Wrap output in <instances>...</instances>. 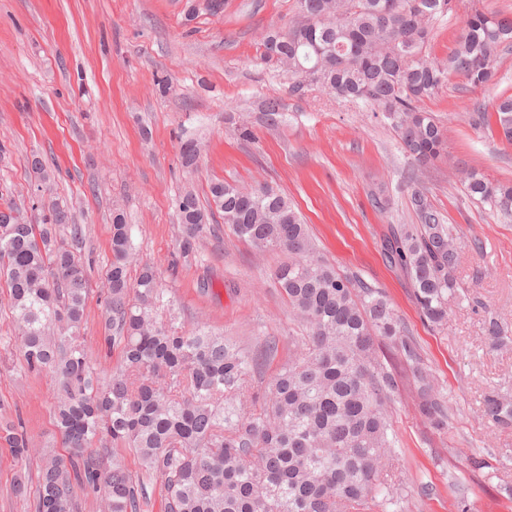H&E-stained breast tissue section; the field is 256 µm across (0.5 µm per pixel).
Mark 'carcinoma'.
Returning a JSON list of instances; mask_svg holds the SVG:
<instances>
[{"mask_svg":"<svg viewBox=\"0 0 512 512\" xmlns=\"http://www.w3.org/2000/svg\"><path fill=\"white\" fill-rule=\"evenodd\" d=\"M388 2L297 0L302 20L269 32L261 57L294 75L311 70L310 84L376 106L404 150L428 165L441 156L446 136L418 103L452 74L474 88L492 82L499 48L512 44V17L471 11L448 59L436 62L421 52L450 0H412L426 19ZM492 108L512 144V96ZM264 116L268 127L279 126L280 103L268 101ZM199 154L198 144L185 143L183 166H196ZM465 189L474 202L512 219V185L471 172ZM209 193L235 236L288 254L274 279L302 323L303 353L272 377L257 409L236 404L254 359L221 333L183 331L164 317L154 267L145 264L130 279L131 234L122 210L112 213L103 337L107 349L120 348V360L108 370L94 366L84 343L87 270L70 245L82 239V226L52 199L37 202L39 224L0 204V278L14 345L28 372L53 373V416L68 448L66 458L43 453L32 495L28 471L16 472L14 494L33 497L34 512H81V498L97 500L104 490L105 512H142L145 483L134 481L119 448L135 451L146 476L161 478V512H357L373 495L390 501L397 489L385 474L394 448L388 405L400 381L378 354L382 340L396 345L416 376V411L431 427L448 428L453 408L382 289L339 275L319 257L307 225L279 191L246 192L217 181ZM411 203L418 223L390 225L382 250L409 281L423 319L442 328L448 297L459 288L461 250L453 227L422 191ZM176 206L188 253L209 213L191 191ZM485 333L494 348L512 340L495 317L486 320ZM483 412L498 426L512 425V399L491 391ZM0 442L20 464L36 452L20 418L0 424ZM108 447L112 456L99 452Z\"/></svg>","mask_w":512,"mask_h":512,"instance_id":"1","label":"carcinoma"}]
</instances>
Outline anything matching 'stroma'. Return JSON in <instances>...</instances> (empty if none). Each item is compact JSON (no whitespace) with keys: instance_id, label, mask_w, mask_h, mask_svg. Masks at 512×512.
<instances>
[{"instance_id":"obj_1","label":"stroma","mask_w":512,"mask_h":512,"mask_svg":"<svg viewBox=\"0 0 512 512\" xmlns=\"http://www.w3.org/2000/svg\"><path fill=\"white\" fill-rule=\"evenodd\" d=\"M455 3L434 21L423 57L446 60L472 8L512 16V0ZM297 20L296 0H224L216 14L191 0H0V196L36 218L32 156L53 172L52 197L85 230L77 247L89 266L83 334L98 360H119L102 342L118 207L131 227L134 262L158 270L177 326L223 331L257 359L247 380L260 397L299 351L300 327L272 278L284 256L238 240L218 215L194 251L182 253L176 199L190 189L207 202L217 180L280 191L321 257L385 290L453 408L447 430L431 429L414 410L411 370L400 369L397 443L386 473L405 491L368 512H512V489L504 487L512 482V427L482 415L489 391L512 397V343L490 347L484 332L491 315L512 331V221L465 190L472 170L512 183V145L490 110L512 95V46L500 51L493 82L473 88L454 75L422 102L443 126L447 148L421 167L372 106L316 86L296 89L292 73L261 60L263 36ZM271 98L284 106L274 130L261 121ZM243 120L251 138L237 131ZM190 140L202 147L193 173L180 158ZM416 189L453 225L463 253V294L450 299L441 329L421 320L409 282L381 247L389 225L415 223ZM375 190L390 197L388 211L372 206ZM270 340L278 345L272 357L264 354ZM55 385L52 374H27L16 352L0 348V420L22 417L35 446L59 454Z\"/></svg>"}]
</instances>
